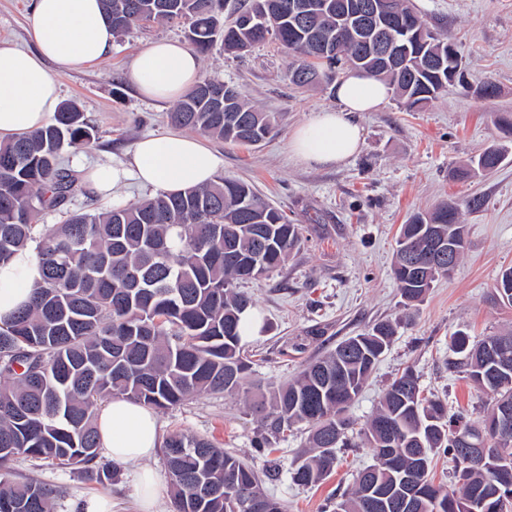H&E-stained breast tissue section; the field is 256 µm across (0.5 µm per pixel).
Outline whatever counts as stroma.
Here are the masks:
<instances>
[{"mask_svg":"<svg viewBox=\"0 0 512 512\" xmlns=\"http://www.w3.org/2000/svg\"><path fill=\"white\" fill-rule=\"evenodd\" d=\"M429 25L457 39L468 70L467 87L448 90L421 110L407 111L396 98L364 112V142L356 154L329 166L292 157L293 130L313 112L333 106L331 83L300 88L289 80L296 58L271 40L240 56L215 45L201 58L200 74L234 85L242 97L272 113L271 137L253 146L210 139L224 160L221 177L252 187L285 211L301 228V242L286 262L259 281L245 284L263 327L247 337L253 360L245 391L193 398L161 410L163 434L206 436L252 465L263 488L287 512H321L325 500L343 492L360 469L374 464L370 448L338 450L335 472L322 484L303 488L290 471L306 449L304 426L272 439V457L257 452L261 424L252 412L255 383L279 385L347 337L374 324L395 322L391 345L348 414L356 425L374 413L387 385L404 368L418 375L426 395L442 399L449 411L466 409L479 422L491 402L452 369L457 331L477 343L512 328V307L501 305L494 288L500 270L512 266V135L502 126L512 119V0H412ZM33 0H0V40L32 47L29 24ZM182 23H156L118 38L103 62L60 78L62 100L77 102L97 129L86 152L64 151L62 161L79 179V189L63 208L41 211L38 223H60L64 213L110 208L111 200L92 193L87 170L111 161L150 132L170 129L169 103L143 100L125 80L135 54L156 39L184 41ZM492 85L493 96L481 89ZM506 157L492 173L471 179L455 172L489 146ZM455 200L466 226L467 250L451 277L439 279L423 302L404 308L391 265L401 224L415 213ZM16 481L33 480L58 493L57 512H73L82 498L111 495L112 512H134L131 466L100 484L78 472L45 462L17 459Z\"/></svg>","mask_w":512,"mask_h":512,"instance_id":"1","label":"stroma"}]
</instances>
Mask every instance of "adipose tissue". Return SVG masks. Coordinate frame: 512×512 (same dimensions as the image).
Listing matches in <instances>:
<instances>
[{
  "label": "adipose tissue",
  "instance_id": "obj_1",
  "mask_svg": "<svg viewBox=\"0 0 512 512\" xmlns=\"http://www.w3.org/2000/svg\"><path fill=\"white\" fill-rule=\"evenodd\" d=\"M34 50L0 44V141L45 128L59 106L61 73L105 59L115 35L100 0H34L30 24ZM201 61L187 44L159 39L135 56L127 78L150 101L178 102L199 80ZM393 89L386 82L351 71L336 84L334 106L315 112L295 128L289 147L301 161L339 164L363 141L358 113L384 106ZM223 164L201 136L172 129L137 140L127 160L88 170L91 188L118 192L128 182L175 194L214 181ZM40 274L31 251L22 250L0 267V318L28 303ZM105 456L133 465L132 483L141 512H156L159 479L142 462L162 445L150 408L116 397L98 412Z\"/></svg>",
  "mask_w": 512,
  "mask_h": 512
}]
</instances>
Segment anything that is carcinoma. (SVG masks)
<instances>
[{
  "label": "carcinoma",
  "instance_id": "1",
  "mask_svg": "<svg viewBox=\"0 0 512 512\" xmlns=\"http://www.w3.org/2000/svg\"><path fill=\"white\" fill-rule=\"evenodd\" d=\"M115 35L151 22L190 19L188 40L210 51L218 13L226 0H101ZM267 26L245 34L237 22L224 26V50L242 53L273 38L299 60L290 73L299 86L330 80L349 68L393 87L408 109H419L448 89V73L466 83L462 55L451 36L436 33L407 0H391L383 33L406 46V64L395 69L368 52L360 33L327 7L304 24L288 16L289 0ZM171 121L201 135L256 145L273 131V117L249 105L223 81L201 79L178 101ZM96 137L79 106L60 105L47 127L0 141V265L33 249L41 270L30 304L0 320V512H55L56 492L36 481L9 478L18 457L74 468L101 484L112 480L102 462L97 414L114 397L156 409L195 396L238 392L251 361L242 345L243 312L252 300L236 288L282 266L300 242V228L284 211L238 181L220 178L179 194L159 193L135 206L75 212L59 224L35 216L59 207L76 191L61 166L64 149L87 151ZM504 159L492 145L475 161L488 172ZM467 248L466 225L453 200L400 226L392 275L402 303L424 300L448 276L447 262L430 263L437 247ZM512 306V267L495 285ZM395 334L390 321L339 342L306 365L293 381L271 387L253 406L261 424L283 433L308 429V451L292 472L298 486L329 478L336 449L357 446L346 415ZM451 348L453 363L478 390L493 395L481 423L448 415L447 404L423 396L418 377L405 370L388 386L358 437L376 464L357 472L352 487L325 512H403L405 478L414 484L411 512H512V331L472 344L462 331ZM482 436L484 452L465 453L461 437ZM451 456L455 487L430 475L432 457ZM175 512H229L233 500L263 497L272 512L284 505L262 488L257 471L204 437L174 432L163 442Z\"/></svg>",
  "mask_w": 512,
  "mask_h": 512
}]
</instances>
